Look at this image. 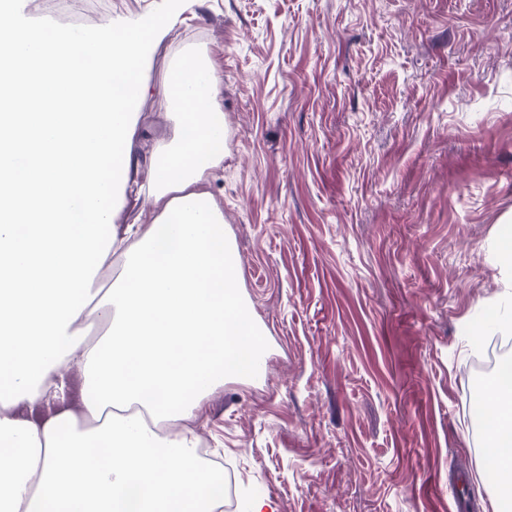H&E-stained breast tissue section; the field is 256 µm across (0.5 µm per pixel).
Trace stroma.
<instances>
[{
	"mask_svg": "<svg viewBox=\"0 0 512 512\" xmlns=\"http://www.w3.org/2000/svg\"><path fill=\"white\" fill-rule=\"evenodd\" d=\"M191 48L224 74L209 189L263 355L190 422L233 512H450L462 473L492 512L471 340L512 314V0H183L149 84ZM136 110L143 150L173 137L161 96Z\"/></svg>",
	"mask_w": 512,
	"mask_h": 512,
	"instance_id": "obj_1",
	"label": "stroma"
}]
</instances>
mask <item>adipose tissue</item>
Segmentation results:
<instances>
[{
  "label": "adipose tissue",
  "mask_w": 512,
  "mask_h": 512,
  "mask_svg": "<svg viewBox=\"0 0 512 512\" xmlns=\"http://www.w3.org/2000/svg\"><path fill=\"white\" fill-rule=\"evenodd\" d=\"M160 20L74 39L0 7V512H218L216 471L184 428L225 378L255 372L258 332L208 184L224 167V75L184 55L150 87ZM38 77L32 104L27 75ZM170 105V141L140 154L134 107ZM148 224H119L118 191ZM122 254L120 278L95 275ZM82 373L70 407V369ZM499 503L512 501V405L485 395ZM178 424L161 433L158 423Z\"/></svg>",
  "instance_id": "adipose-tissue-1"
}]
</instances>
